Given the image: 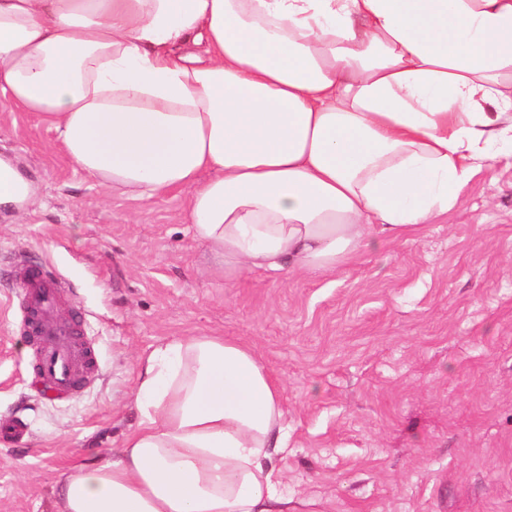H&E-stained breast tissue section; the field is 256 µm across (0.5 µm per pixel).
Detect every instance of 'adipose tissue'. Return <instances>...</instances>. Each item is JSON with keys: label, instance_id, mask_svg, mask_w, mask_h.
Returning <instances> with one entry per match:
<instances>
[{"label": "adipose tissue", "instance_id": "adipose-tissue-1", "mask_svg": "<svg viewBox=\"0 0 512 512\" xmlns=\"http://www.w3.org/2000/svg\"><path fill=\"white\" fill-rule=\"evenodd\" d=\"M0 105L102 188L187 191L225 275L333 271L512 152V0H0ZM135 402L59 512H291L281 387L253 347L173 340Z\"/></svg>", "mask_w": 512, "mask_h": 512}]
</instances>
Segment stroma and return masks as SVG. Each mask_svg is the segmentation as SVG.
Here are the masks:
<instances>
[{
	"mask_svg": "<svg viewBox=\"0 0 512 512\" xmlns=\"http://www.w3.org/2000/svg\"><path fill=\"white\" fill-rule=\"evenodd\" d=\"M36 205L0 204V512H58L77 464L136 428L138 361L175 337L254 347L283 385L278 490L299 512H512V156L460 206L333 272L225 277L187 194L103 191L36 114L0 109V159ZM64 275L96 376L52 398L34 376L21 265Z\"/></svg>",
	"mask_w": 512,
	"mask_h": 512,
	"instance_id": "stroma-1",
	"label": "stroma"
}]
</instances>
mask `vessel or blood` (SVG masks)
I'll use <instances>...</instances> for the list:
<instances>
[{"label": "vessel or blood", "mask_w": 512, "mask_h": 512, "mask_svg": "<svg viewBox=\"0 0 512 512\" xmlns=\"http://www.w3.org/2000/svg\"><path fill=\"white\" fill-rule=\"evenodd\" d=\"M22 280L24 308L41 317L36 372L57 393L73 394L95 375L98 361L79 341L76 324L56 317L69 294V283L46 269L31 266L24 269Z\"/></svg>", "instance_id": "1"}]
</instances>
